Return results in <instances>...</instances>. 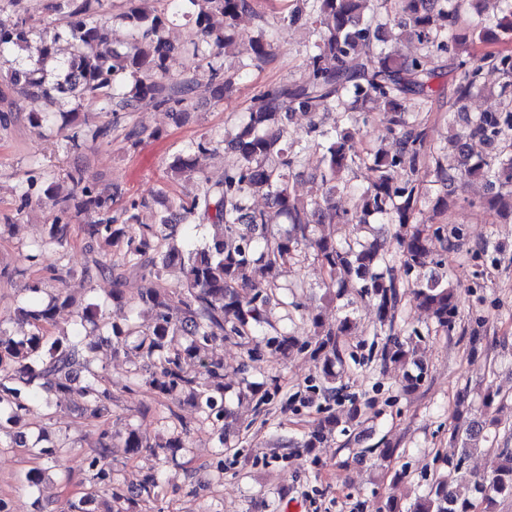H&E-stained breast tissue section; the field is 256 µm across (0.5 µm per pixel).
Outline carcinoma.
Instances as JSON below:
<instances>
[{
    "label": "carcinoma",
    "mask_w": 512,
    "mask_h": 512,
    "mask_svg": "<svg viewBox=\"0 0 512 512\" xmlns=\"http://www.w3.org/2000/svg\"><path fill=\"white\" fill-rule=\"evenodd\" d=\"M103 6L104 0H59L64 27L51 37L31 43L23 19L0 18V57L14 49L37 56L32 68L12 72L15 84L30 96H42L77 105L94 100L102 110L116 116L133 112L143 105L171 110L183 105L199 83L198 75L179 80L170 77V61L177 47L166 36L170 16L186 12L195 20L201 41L192 54L223 51L237 36V21L254 12L253 0H167L158 11L144 6L146 0H124L125 10L113 20L132 34L130 50L112 47L108 33L96 19L91 2ZM291 20L305 19L318 30V40L307 60L306 80L262 93L248 120L224 142L235 156L234 164L218 176L203 175V190L189 200L179 201L184 224H219L221 236L204 245L180 246L173 241L159 250L155 225L138 223L133 201L113 213L112 194L100 191L81 170L67 174L71 188L60 195L53 185L42 194L55 209L47 237L30 254L33 263L42 261L46 251L68 244L73 219L91 215L81 225L83 232L98 243V257L82 270L90 284L99 277L112 278L115 288L108 299L75 305V298L59 290L48 300L35 299L19 310L27 329L16 333L0 320V448L24 446L39 460L54 461L60 448L41 444L43 432L26 430L24 417L35 404L48 409L58 406L59 398L76 394L78 409L96 417L112 413L114 396L96 365V345L85 335L105 341L113 336L126 343L130 378L127 389L142 387L172 400L184 399L205 421L218 423L230 418L224 404V359L217 356L226 339H240L248 345L251 360L267 354L282 360L294 352L310 350L320 370L319 383L310 384L309 398L334 400L343 389L335 367L345 368L346 353L341 344L353 321L346 315L334 325L321 316L311 319L312 340L299 341L281 333L266 322V307L277 298L278 271L301 248L313 251L329 275L325 297L334 300L345 295L347 286L356 284L359 293L373 303L377 329L384 336L381 362L402 370L400 380L406 392L415 390L423 379L419 362L418 332L404 336L399 315L403 302L428 313L435 331L449 333L458 311L456 289L448 281L429 275L413 282L402 279L412 271H422L434 263L432 241L443 251L455 247L463 238L455 224H440L432 230L414 224L419 210L418 180L421 170L435 161L434 175L443 187L458 181L481 179L495 189L481 205L501 216L512 217V52L487 51L461 60L453 68V96L462 102L491 92L482 81L488 67L498 71L502 82L497 96L500 110L469 117L466 132L453 139L458 163L450 173L438 162V151L428 140L426 127L406 111L405 101L416 96L423 103L432 100L431 81L437 76L435 58L442 53L458 56L469 52L466 42L453 32L464 0H397L407 39L420 45L410 52L396 46L380 45L381 30L387 25L388 0H300ZM502 4L495 27L512 38V0ZM66 36L72 45L71 57L55 60L56 39ZM251 60L264 64L273 56L274 46L260 32L249 38ZM380 102L384 112L366 110ZM341 110L347 122L380 125L395 141V150L378 148L366 157L358 154L355 129L335 125L325 128L314 121L309 139L300 143L288 139V121L296 111L318 117ZM310 149L321 154L320 183L316 193L306 199L290 190V178L301 166ZM366 161L373 172L370 183L357 193L353 210H339L334 194L359 161ZM171 175L189 177L195 161L178 156L170 165ZM263 192L270 200L267 210L256 209L252 197ZM387 221L399 248L388 254L387 239L355 237L343 243L316 233L323 224H356ZM176 263L184 277L181 307L174 310L161 286L164 269ZM259 279L247 282V271ZM137 281L130 300L136 316L120 325L106 320L108 302L124 303V290ZM76 307L72 328L55 336L47 333L59 310ZM242 399L264 405L275 393L248 382L239 393ZM508 399L500 389L488 385L482 398L484 411L497 412ZM172 434L165 442L149 444L136 428L128 429L124 448L137 455L149 448L152 454H171L188 447L189 428L175 411H170ZM342 418L330 413L303 440L302 447L317 448L333 436ZM501 421L471 420L451 434L462 453L479 436L497 452L492 473L474 482L482 512H497L499 502L512 499V429L499 428ZM112 435L103 432L92 453L81 458L80 467L92 474L98 490L109 491L113 505L108 512H132L134 497L151 496L159 484V468L171 458H163L129 497L113 487V470L108 463ZM448 477L437 475L428 489L415 497L407 510L392 502L379 512H473L467 497L448 494ZM128 507H123L122 503Z\"/></svg>",
    "instance_id": "cac0c4a2"
}]
</instances>
